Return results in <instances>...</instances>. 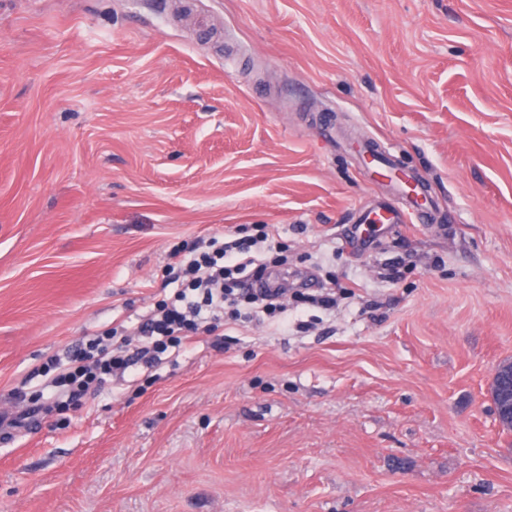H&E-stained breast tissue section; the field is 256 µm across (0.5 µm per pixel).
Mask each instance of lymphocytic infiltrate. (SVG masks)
Listing matches in <instances>:
<instances>
[{
  "instance_id": "f902f5d3",
  "label": "lymphocytic infiltrate",
  "mask_w": 512,
  "mask_h": 512,
  "mask_svg": "<svg viewBox=\"0 0 512 512\" xmlns=\"http://www.w3.org/2000/svg\"><path fill=\"white\" fill-rule=\"evenodd\" d=\"M280 251L274 227L262 224L245 237L212 238L190 251L171 252L169 268L181 287L174 301L159 304L138 326L145 343L130 353L121 345L104 347L101 338L89 339L75 350L69 370L52 378L49 400L58 405L77 400L103 386L112 371L153 363L168 348L212 331L227 313L238 318L265 315L287 323L284 289L261 283L269 255Z\"/></svg>"
}]
</instances>
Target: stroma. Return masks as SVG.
I'll use <instances>...</instances> for the list:
<instances>
[{
  "instance_id": "35a3bbf8",
  "label": "stroma",
  "mask_w": 512,
  "mask_h": 512,
  "mask_svg": "<svg viewBox=\"0 0 512 512\" xmlns=\"http://www.w3.org/2000/svg\"><path fill=\"white\" fill-rule=\"evenodd\" d=\"M371 138L440 222L358 230ZM245 224L335 308L27 416ZM508 360L512 0H0V512H512ZM492 396L500 427L512 426V364H500L494 371Z\"/></svg>"
}]
</instances>
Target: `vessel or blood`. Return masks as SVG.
<instances>
[{"label":"vessel or blood","mask_w":512,"mask_h":512,"mask_svg":"<svg viewBox=\"0 0 512 512\" xmlns=\"http://www.w3.org/2000/svg\"><path fill=\"white\" fill-rule=\"evenodd\" d=\"M370 153L371 173L376 180L388 183L393 189L391 202L381 203L359 213L362 224H429L436 218L437 200L433 192L420 185L416 173L402 167L389 149L379 141L365 143Z\"/></svg>","instance_id":"1"}]
</instances>
